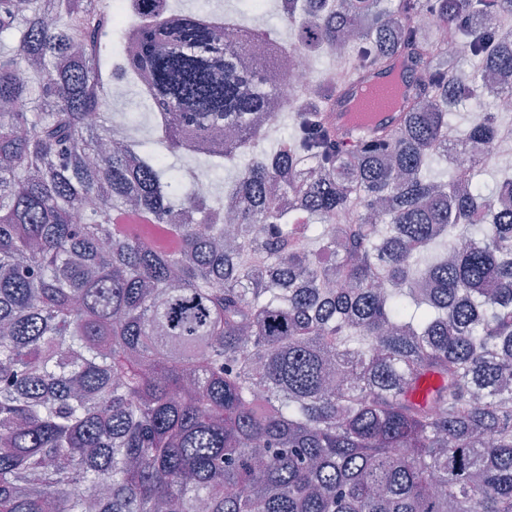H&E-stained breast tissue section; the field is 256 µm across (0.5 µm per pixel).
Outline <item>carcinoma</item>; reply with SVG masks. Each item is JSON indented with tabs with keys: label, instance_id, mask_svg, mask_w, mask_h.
<instances>
[{
	"label": "carcinoma",
	"instance_id": "cac0c4a2",
	"mask_svg": "<svg viewBox=\"0 0 512 512\" xmlns=\"http://www.w3.org/2000/svg\"><path fill=\"white\" fill-rule=\"evenodd\" d=\"M280 2L298 41L256 55L172 0H0V512H512V174L430 175L448 129L512 131L454 120L512 92V0ZM300 49L336 73L260 151ZM401 56L403 121L344 152L336 88ZM115 57L156 155L114 127ZM167 154L241 167L194 200Z\"/></svg>",
	"mask_w": 512,
	"mask_h": 512
}]
</instances>
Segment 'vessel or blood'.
I'll list each match as a JSON object with an SVG mask.
<instances>
[{
    "label": "vessel or blood",
    "mask_w": 512,
    "mask_h": 512,
    "mask_svg": "<svg viewBox=\"0 0 512 512\" xmlns=\"http://www.w3.org/2000/svg\"><path fill=\"white\" fill-rule=\"evenodd\" d=\"M404 69L399 61L390 71H364L360 79L340 89L342 105L339 111L327 113V123L342 131L357 126L395 129L401 119L398 107L405 97V88L393 85L392 76Z\"/></svg>",
    "instance_id": "1"
}]
</instances>
